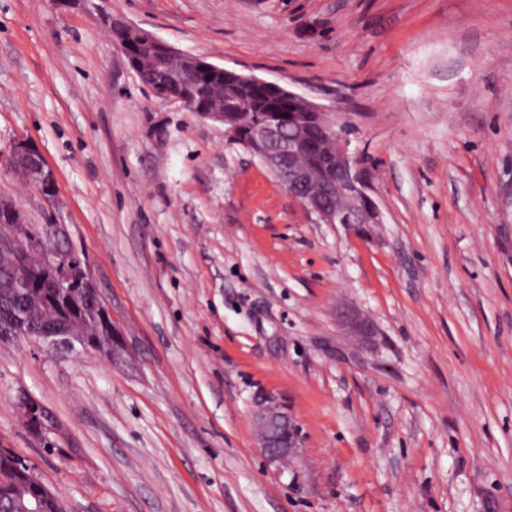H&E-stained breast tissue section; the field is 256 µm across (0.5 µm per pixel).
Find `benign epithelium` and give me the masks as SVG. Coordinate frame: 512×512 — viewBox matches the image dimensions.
<instances>
[{
  "label": "benign epithelium",
  "mask_w": 512,
  "mask_h": 512,
  "mask_svg": "<svg viewBox=\"0 0 512 512\" xmlns=\"http://www.w3.org/2000/svg\"><path fill=\"white\" fill-rule=\"evenodd\" d=\"M102 25L115 48L125 57L132 70L142 64L145 56L159 60L173 73H206L224 83V94L232 99V107L224 108V101L210 102L199 108L188 95H173L163 87L150 89L155 96L180 104L200 118L224 126L228 142L245 141L244 148L258 157L277 180L285 183L286 191L320 224H381L382 212L374 198L367 192L365 170L361 156L350 149L351 140L346 135L345 124L338 115L312 102L286 86L220 67L205 59L181 53L151 33L112 16V10L100 11ZM268 93L290 105L292 135L288 140L279 138L280 120L260 123L253 118L252 96ZM7 169L38 190L54 186L52 170L45 163L38 148L26 139L16 140L11 148ZM336 199L330 206L327 200ZM13 235L8 253L16 279L25 283L32 272L28 250L17 246L16 241L26 237L27 228L23 210L15 206L10 212ZM45 248L43 261L54 267L57 278L54 286L67 288L77 282L94 281L89 261L73 260L74 250L66 247L71 240L63 224L42 225ZM0 339L18 342L33 341L48 347H74L72 337L55 324H45L32 331L20 323L9 330L0 329ZM19 407L30 423L49 416L40 402L28 395L19 397ZM258 445L271 463L290 458L300 448L298 428L286 409L273 397L260 399L251 414Z\"/></svg>",
  "instance_id": "benign-epithelium-1"
}]
</instances>
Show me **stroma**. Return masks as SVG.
<instances>
[{"instance_id": "35a3bbf8", "label": "stroma", "mask_w": 512, "mask_h": 512, "mask_svg": "<svg viewBox=\"0 0 512 512\" xmlns=\"http://www.w3.org/2000/svg\"><path fill=\"white\" fill-rule=\"evenodd\" d=\"M112 13L338 113L384 221L318 223L222 125L143 87L77 0H0V196L67 225L126 348L0 343V447L67 512H512V0ZM19 138L53 201L8 173ZM265 393L300 461L258 448Z\"/></svg>"}]
</instances>
